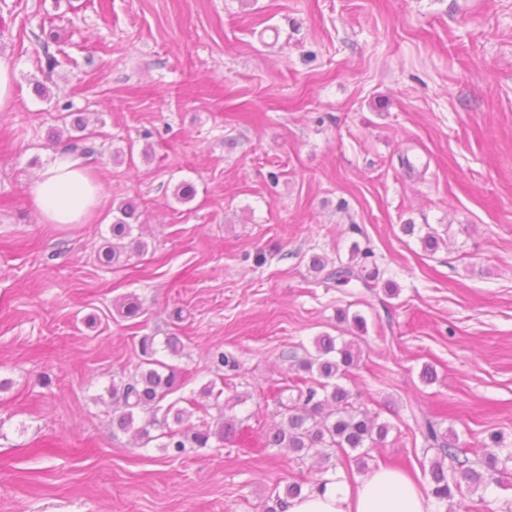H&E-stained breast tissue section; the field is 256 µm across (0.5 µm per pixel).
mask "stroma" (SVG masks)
Returning <instances> with one entry per match:
<instances>
[{
	"label": "stroma",
	"mask_w": 512,
	"mask_h": 512,
	"mask_svg": "<svg viewBox=\"0 0 512 512\" xmlns=\"http://www.w3.org/2000/svg\"><path fill=\"white\" fill-rule=\"evenodd\" d=\"M41 28L60 60L45 98ZM0 55V512H262L276 484L313 485L329 462L261 444L270 387L286 353L351 339L345 308L367 322L345 385L392 426L369 466L428 482L411 396L471 460L493 432L512 448V0H0ZM69 110L102 192L88 223L46 224L30 187ZM127 199L149 252L102 265ZM356 243L400 290L387 306L309 268ZM129 294L135 322L114 309ZM136 334L180 336L185 398L211 352L239 359L241 441L176 456L113 432ZM498 478L435 512H500L512 462ZM14 75L12 60L0 55V111L7 110L12 104Z\"/></svg>",
	"instance_id": "obj_1"
}]
</instances>
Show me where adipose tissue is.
Segmentation results:
<instances>
[{"label":"adipose tissue","mask_w":512,"mask_h":512,"mask_svg":"<svg viewBox=\"0 0 512 512\" xmlns=\"http://www.w3.org/2000/svg\"><path fill=\"white\" fill-rule=\"evenodd\" d=\"M30 194L45 223L83 224L95 210L101 187L86 168L58 160L40 171ZM282 512H433V504L405 474L381 467L357 487L334 480L322 490L286 499Z\"/></svg>","instance_id":"ef3b65f1"}]
</instances>
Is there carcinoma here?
Instances as JSON below:
<instances>
[{
  "instance_id": "cac0c4a2",
  "label": "carcinoma",
  "mask_w": 512,
  "mask_h": 512,
  "mask_svg": "<svg viewBox=\"0 0 512 512\" xmlns=\"http://www.w3.org/2000/svg\"><path fill=\"white\" fill-rule=\"evenodd\" d=\"M75 135H56L55 143L61 144L57 155L73 161H84L97 152L93 134L86 132L87 122L77 118L70 122ZM137 205L128 200L116 207V215L111 224L112 241L104 247L101 262L112 266L133 252L142 255L149 250V244L142 237L133 236V224L137 220ZM372 251L353 244L348 262H338L328 266V261L320 256L310 258V268L323 275V279L337 284H358L380 304L385 301L376 291L380 272L370 263ZM141 362L136 373L127 379L112 382L110 394L115 406L112 427L134 437L147 445L153 441L151 429L162 423H173L162 433L170 448L181 454L185 448H210L212 443L219 445L232 441L239 435L241 421L235 415L224 413L220 397L224 389L217 387V381L204 385L198 397L187 400V406H180L175 400L162 405L169 395L177 392L186 383L184 371L177 365L156 357L155 337L142 336L138 341ZM361 350L354 340L337 343V337L329 334L317 336L313 340V351L300 357L295 353L285 356L293 362L296 370L307 377L293 385L297 395L288 402H279L280 424L265 435L264 446L286 448L303 458L317 448H328L333 454H325V459L335 456L347 475L353 468L365 465L367 450L386 440L391 426L379 421V416L355 405L352 393L340 381L357 367ZM211 363L218 373V381L224 380L222 373L238 375L239 361L222 351H214ZM217 409L212 414L211 409ZM414 423V434L422 438L427 450H435L437 457L430 475L429 494L436 500L448 502L461 491L462 484L469 489L487 491L498 483L493 477L498 462L512 461V448H492L487 452L486 469L473 467L467 453L459 445L457 435L440 429L435 417L422 410L418 400L410 403ZM162 418H157V414ZM303 483L293 481L283 492H275V506L267 512H276L284 499L302 494Z\"/></svg>"
}]
</instances>
